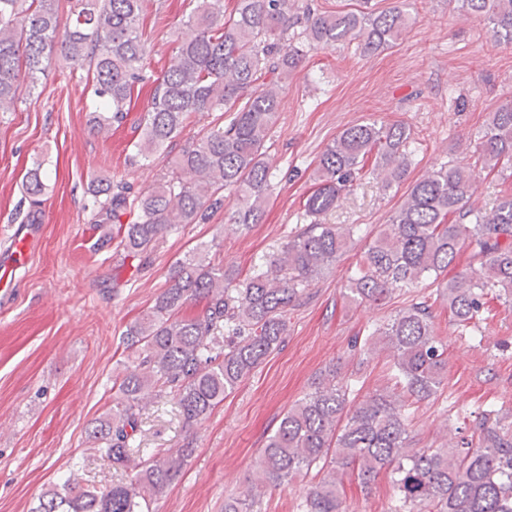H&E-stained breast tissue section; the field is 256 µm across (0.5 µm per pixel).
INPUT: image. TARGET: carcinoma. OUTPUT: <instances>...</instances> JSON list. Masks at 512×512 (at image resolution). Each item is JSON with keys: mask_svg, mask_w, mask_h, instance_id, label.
Masks as SVG:
<instances>
[{"mask_svg": "<svg viewBox=\"0 0 512 512\" xmlns=\"http://www.w3.org/2000/svg\"><path fill=\"white\" fill-rule=\"evenodd\" d=\"M61 2L0 0V112L15 111L21 82L35 90L49 59L60 56L70 70L92 74L97 106L90 123L100 132L123 122L135 89L151 87L134 125L132 165L172 146L189 114H229L227 123L211 124L199 140L181 146L148 190L134 193L109 181L92 190L94 223L115 225L118 246L139 261L177 225L209 220L226 192L237 200L235 229L262 223L274 178L267 142L279 117L280 83L302 61L301 45L355 41L373 54L397 43L411 21L406 0L382 11L235 0L227 18L224 0H196L182 21L174 62L155 77L144 69V0H75L65 25ZM454 4L486 20L496 41L512 45V0ZM302 16L298 44L289 45L288 31ZM408 139L401 122L344 128L318 158L316 187L304 204L313 221L243 283L201 248L178 260L154 306L122 334L138 357L114 379L119 409L87 431L88 442L112 466L134 470L132 479L97 491L72 477L62 490L42 493L32 512H149L190 451L136 444L152 393L172 396L188 429L223 403L283 343L288 310L308 298L311 286L354 244L358 225L322 224L320 218L367 176L385 192L404 181L411 165ZM479 151L489 171H512V99L491 113ZM43 166L34 161L23 182L34 206L47 189ZM475 189L469 167L446 163L411 185L391 222L364 235L346 302L382 304L399 288L444 276L437 300L463 330L485 320L492 300L512 307V193L483 211L469 205ZM125 215L133 220L123 223ZM467 251L477 266L448 275ZM197 301L204 302L201 311L184 314ZM432 307L423 300L400 309L359 345L363 354L386 355L399 391L375 393L351 407L350 388L330 370L327 383L281 418L261 449L251 486L225 499L224 512H254L256 488L285 486L314 467L327 474L308 490L307 512H345L340 487L349 472L367 484L383 469L399 502L394 512H512V413L489 407L452 442L410 444L409 400L436 398L448 371L447 344Z\"/></svg>", "mask_w": 512, "mask_h": 512, "instance_id": "cac0c4a2", "label": "carcinoma"}]
</instances>
